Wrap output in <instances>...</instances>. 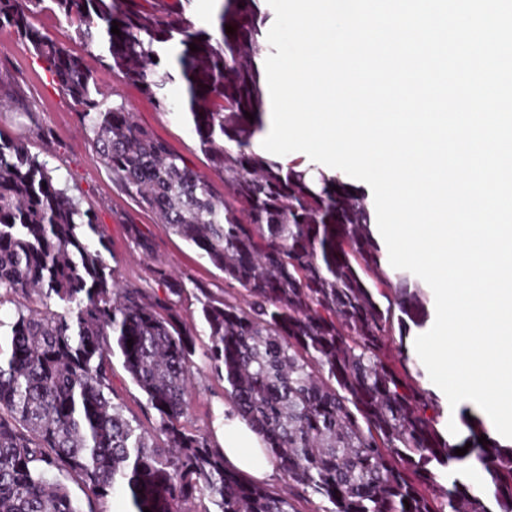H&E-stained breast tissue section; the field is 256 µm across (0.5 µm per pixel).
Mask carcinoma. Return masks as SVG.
Here are the masks:
<instances>
[{"label":"carcinoma","instance_id":"1","mask_svg":"<svg viewBox=\"0 0 512 512\" xmlns=\"http://www.w3.org/2000/svg\"><path fill=\"white\" fill-rule=\"evenodd\" d=\"M213 2L216 35L188 16L192 0H0V29L71 97L112 179L238 285L232 301L197 287L204 356L292 487L330 503L325 512H512V448L478 443L483 423L467 409L469 435L453 441L436 395L408 366L426 295L410 274L386 271L365 196L254 148L266 113L262 0ZM55 9L159 109L172 108L167 85L184 84L224 195L125 105L105 104L97 70L33 23ZM128 233L152 251L138 225ZM106 252L91 212L0 130V307H16L0 320V512H107L121 487L135 512H299L244 480L188 424L196 341L177 309L183 281L157 266L164 295L124 284ZM115 356L157 412L149 430L113 401ZM473 454L490 496L463 477Z\"/></svg>","mask_w":512,"mask_h":512}]
</instances>
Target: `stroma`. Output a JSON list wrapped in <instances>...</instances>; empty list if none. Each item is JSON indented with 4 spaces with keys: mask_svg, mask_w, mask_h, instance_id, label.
Masks as SVG:
<instances>
[{
    "mask_svg": "<svg viewBox=\"0 0 512 512\" xmlns=\"http://www.w3.org/2000/svg\"><path fill=\"white\" fill-rule=\"evenodd\" d=\"M34 23L70 54L89 66H97V48L79 40L62 15L44 11L35 16ZM101 77L108 104L129 108L140 125L165 140L188 166L208 180L216 193H223L224 181L210 168L183 111H159L137 85L119 72L105 70ZM0 130L23 139L31 154L47 162L55 181L68 186L70 194L79 198L82 209L94 214L110 248L108 261L123 282L163 292V285L150 273L154 265L160 264L187 287L203 285L219 296L227 291L221 271L113 181L91 139L83 132L70 97L8 29H0ZM131 224L140 225L149 234L152 255L134 248L127 234ZM198 308L191 295L181 306V315L195 331L199 348L194 356L197 385L191 413L197 427L220 442L224 439V384L214 380L207 368L202 350L208 336Z\"/></svg>",
    "mask_w": 512,
    "mask_h": 512,
    "instance_id": "35a3bbf8",
    "label": "stroma"
}]
</instances>
